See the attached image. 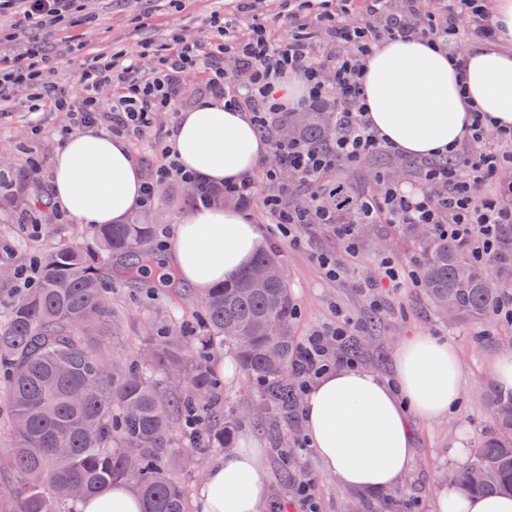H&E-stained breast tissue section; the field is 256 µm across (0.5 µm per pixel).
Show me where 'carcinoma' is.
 <instances>
[{
  "label": "carcinoma",
  "instance_id": "1",
  "mask_svg": "<svg viewBox=\"0 0 512 512\" xmlns=\"http://www.w3.org/2000/svg\"><path fill=\"white\" fill-rule=\"evenodd\" d=\"M277 130L314 145L334 134L333 115L290 112ZM336 213L358 200L340 177L324 178ZM188 201L224 205L221 189L197 186ZM421 244L420 285L450 322L482 324L512 288V253L474 259L462 245L405 224ZM154 225L98 224L88 241L40 250L35 285L14 292L0 323V395L9 408L10 452L0 456V512H78L77 505L116 483L141 501V512H189L171 462L182 450L194 463L213 448L234 447L236 423L221 412V382L209 364L228 346L266 403L286 413L293 393L298 309L282 266L261 252L237 279L200 298L198 329L152 330L130 362L112 359L122 324L112 312V273L134 284L155 264ZM497 435L474 450L455 476L467 493L512 494V396L496 400Z\"/></svg>",
  "mask_w": 512,
  "mask_h": 512
}]
</instances>
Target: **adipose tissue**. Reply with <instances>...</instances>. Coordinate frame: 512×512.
Here are the masks:
<instances>
[{"label": "adipose tissue", "instance_id": "1", "mask_svg": "<svg viewBox=\"0 0 512 512\" xmlns=\"http://www.w3.org/2000/svg\"><path fill=\"white\" fill-rule=\"evenodd\" d=\"M494 29L455 65L441 45L388 39L366 59V119L390 146L410 156L456 152L474 117L512 131V0H486ZM171 145L180 163L214 184L253 177L268 145L247 111L208 100L180 113ZM143 176L126 142L87 129L68 136L54 165V204L79 224H123L140 207ZM263 245L262 230L233 207L194 212L164 243L166 267L197 294L242 274ZM386 379L343 367L317 379L304 397L307 441L338 485L365 492L396 487L413 460L412 419L434 420L460 403V366L447 340L405 341ZM265 453L251 439L215 463L203 480L201 512H264ZM439 512H512V497H468L438 488Z\"/></svg>", "mask_w": 512, "mask_h": 512}]
</instances>
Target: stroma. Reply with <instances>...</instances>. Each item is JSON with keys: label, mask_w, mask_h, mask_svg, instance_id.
<instances>
[{"label": "stroma", "mask_w": 512, "mask_h": 512, "mask_svg": "<svg viewBox=\"0 0 512 512\" xmlns=\"http://www.w3.org/2000/svg\"><path fill=\"white\" fill-rule=\"evenodd\" d=\"M82 7L57 31L56 41L82 45L88 56L137 53L142 43L163 49L172 30L197 31L212 13L236 12L241 0H181L172 9L168 0H81ZM28 93L18 88L0 105V159L11 165L8 189L0 191V263H29L48 238H85V225L67 221L46 226L43 234L33 232L24 217L33 212L36 188H48L53 160L62 143L57 131L65 121L61 112L29 111ZM42 163L39 174H31L28 157ZM186 186L172 182L160 186L151 210L137 212L142 222L156 225L153 248L174 224L189 216L183 205ZM259 224L266 250L279 255L300 316L297 334L306 337L332 322L336 315L361 321L356 359L360 366L386 374L401 342L427 333L447 338L454 346L462 368V401L445 418L418 421L413 425L414 458L410 470L394 489L367 494L337 486L321 469L312 451L297 453L293 467L315 482L321 512H437L435 491L447 485L448 474L459 468L455 447L467 439L469 448L495 433L492 407L498 394L492 384L491 360L499 352L512 350V325L452 324L431 308L424 288H373L362 290L364 281L375 276L379 261L386 256L413 265L419 255L414 239L395 224H366L359 228L357 253L342 252L329 225L305 224L295 238L284 237L271 224L257 198L241 207ZM336 254L342 267L339 278H326L316 256ZM154 281L131 289L112 285V306L124 318V330L112 346L114 358H133L148 325L179 323L198 310L196 298L180 294L157 296ZM225 414L243 413L238 429L263 448L268 466L269 504L280 512H295L294 483L281 475L278 453L304 435L302 412L283 416L267 410L260 394L243 373L224 380Z\"/></svg>", "instance_id": "1"}]
</instances>
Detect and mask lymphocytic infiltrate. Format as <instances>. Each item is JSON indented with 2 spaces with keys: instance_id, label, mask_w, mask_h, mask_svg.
<instances>
[{
  "instance_id": "f902f5d3",
  "label": "lymphocytic infiltrate",
  "mask_w": 512,
  "mask_h": 512,
  "mask_svg": "<svg viewBox=\"0 0 512 512\" xmlns=\"http://www.w3.org/2000/svg\"><path fill=\"white\" fill-rule=\"evenodd\" d=\"M77 0H0L18 6L20 25L37 32L27 53L0 58V96L16 87L29 89L28 109H43L47 81L43 42L52 38L70 16ZM468 22L472 39H488L492 29L477 0H365L359 18L351 16V0H286L276 17L252 15L247 26L237 18L218 13L207 19L202 38L172 33L168 52L147 68L138 55L121 60L88 57L78 48H61L63 56L78 60L79 83L75 93L53 99L55 111L66 113L60 136L87 128L104 127L127 141L154 140L157 164L144 184L143 208H151L160 185L196 183L197 177L179 163L169 142L170 129H157L154 116L173 112L183 92V78L201 74L205 93L231 105L247 104L252 120L269 133L287 104L274 99L273 84L288 75L307 84L303 107L329 101L334 106L336 135L327 145L271 140L276 158H287L290 173L309 189L305 200L285 204L288 185L280 167L265 170L273 193L262 199L264 211L277 229L300 224L332 225L345 251L356 253L359 240L353 229L336 223L323 200L322 178L391 148L364 117L361 92L365 56L385 39L418 37L454 47L458 25ZM488 126L476 125L465 149L451 155L418 162L419 187L409 193L400 180L385 179L376 199L361 200L356 209L361 224H425L434 235L466 244L475 259L497 253L504 229L512 225V182L500 184L503 170L512 169V133H497L498 149L487 146ZM496 193H489L490 184ZM356 329L352 320L314 330L300 344L296 369L298 394L337 365L355 366L354 357H336Z\"/></svg>"
}]
</instances>
